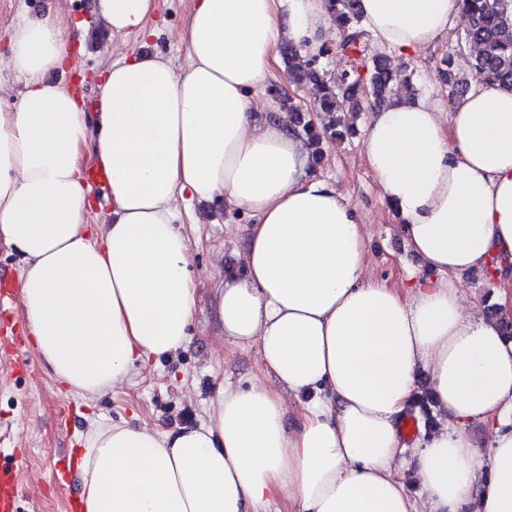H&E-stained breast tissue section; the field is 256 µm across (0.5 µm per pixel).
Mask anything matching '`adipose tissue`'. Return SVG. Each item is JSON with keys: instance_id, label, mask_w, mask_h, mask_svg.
Returning <instances> with one entry per match:
<instances>
[{"instance_id": "1", "label": "adipose tissue", "mask_w": 512, "mask_h": 512, "mask_svg": "<svg viewBox=\"0 0 512 512\" xmlns=\"http://www.w3.org/2000/svg\"><path fill=\"white\" fill-rule=\"evenodd\" d=\"M157 3L96 0L95 12L144 38ZM356 7L398 56L465 15L464 0ZM71 24H15L6 65L23 88L0 83V241L20 257L39 361L88 400L185 349L198 298L185 226L194 204L219 201L251 221L227 227L240 267L214 284V321L224 341L256 346L267 377L219 386L200 425L91 421L77 450L84 512H512V91L477 78L445 107L397 96L363 125L373 180L423 262L396 288L368 279L359 215L311 171L300 127L253 101L278 43L323 50L325 0H194L184 66L136 53L105 64L92 113L53 78ZM94 167L107 224L86 221ZM462 273L497 281L496 314L466 300ZM423 373L438 427L410 452L401 423Z\"/></svg>"}]
</instances>
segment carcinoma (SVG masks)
Wrapping results in <instances>:
<instances>
[{"label": "carcinoma", "mask_w": 512, "mask_h": 512, "mask_svg": "<svg viewBox=\"0 0 512 512\" xmlns=\"http://www.w3.org/2000/svg\"><path fill=\"white\" fill-rule=\"evenodd\" d=\"M356 0H326L330 21L343 34L337 50L352 58L350 70L339 76L318 72L312 66L302 67L298 48L286 45L284 62L293 81L309 80L319 87V97L314 106L315 116L323 115L326 121L303 120L300 107L283 89L274 90L281 110L294 117L309 144L322 152L325 142L342 138L338 127L345 109L357 110L363 103L386 102L391 96L413 88L402 72L395 70L383 55H369L366 33L360 28ZM470 25L465 30L463 44L472 49L461 65L452 55L442 60L439 70L441 81L448 88V99L455 100L469 87L466 70L472 69L485 75L493 84L512 88V0H465Z\"/></svg>", "instance_id": "cac0c4a2"}]
</instances>
